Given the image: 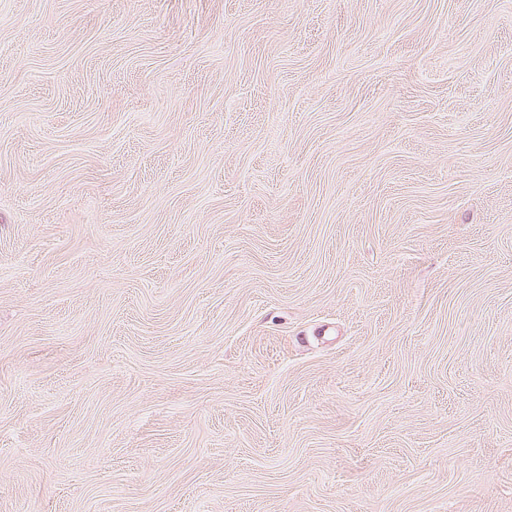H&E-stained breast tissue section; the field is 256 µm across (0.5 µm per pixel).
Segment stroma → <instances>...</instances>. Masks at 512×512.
<instances>
[{"instance_id": "obj_1", "label": "stroma", "mask_w": 512, "mask_h": 512, "mask_svg": "<svg viewBox=\"0 0 512 512\" xmlns=\"http://www.w3.org/2000/svg\"><path fill=\"white\" fill-rule=\"evenodd\" d=\"M0 512H512V0H0Z\"/></svg>"}]
</instances>
